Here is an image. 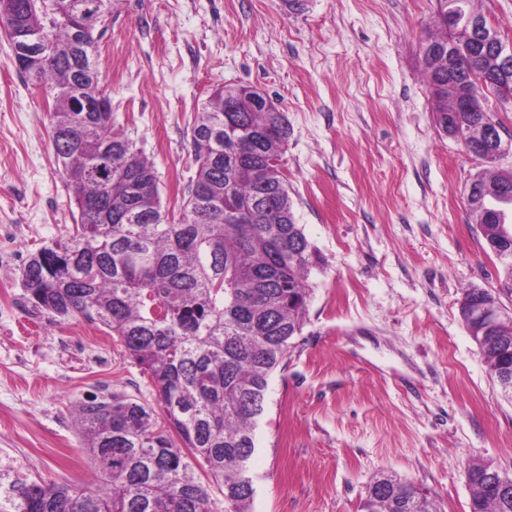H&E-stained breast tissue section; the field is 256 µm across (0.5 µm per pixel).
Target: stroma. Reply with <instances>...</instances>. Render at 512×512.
<instances>
[{"label":"stroma","instance_id":"stroma-1","mask_svg":"<svg viewBox=\"0 0 512 512\" xmlns=\"http://www.w3.org/2000/svg\"><path fill=\"white\" fill-rule=\"evenodd\" d=\"M117 0L96 60L116 129L154 163L162 208L195 175L190 127L225 85L285 112L293 211L318 259L307 324L269 381L250 461L254 512H358L385 472L469 512L464 470L512 477V402L459 315L497 289L467 202L483 164L436 123L422 46L435 0ZM42 90L0 28V227L19 258L74 222ZM0 269V454L48 483L95 486L73 412L86 397L152 401L102 326L55 319Z\"/></svg>","mask_w":512,"mask_h":512}]
</instances>
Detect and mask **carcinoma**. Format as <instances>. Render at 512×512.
<instances>
[{
    "label": "carcinoma",
    "instance_id": "carcinoma-1",
    "mask_svg": "<svg viewBox=\"0 0 512 512\" xmlns=\"http://www.w3.org/2000/svg\"><path fill=\"white\" fill-rule=\"evenodd\" d=\"M116 0H0V25L16 43L40 41L45 59L22 75L51 96L50 140L78 224L29 255L20 280L32 308L57 318L99 322L154 387V403L114 394L75 407L83 448L101 475L95 488L47 483L0 458V512H252L256 490L249 463L270 377L288 368L308 312L307 279L315 251L296 223L282 173L290 129L282 112H225L224 89L195 115L191 145L195 179L180 217L162 210L157 172L136 143L97 112L108 99L96 79H81L95 60ZM483 89L512 94V65L487 50ZM438 121L477 141L498 124L488 112H458L436 101ZM274 186L276 202L256 209L248 224L232 217L239 205ZM471 186L484 192L482 210L502 215L501 234L481 224L485 249L502 259L501 291L512 296V171L486 170ZM500 296L467 290L460 317ZM499 352L478 344L493 376L512 378V326ZM202 460L221 497L195 476ZM489 462H473L470 512H512V487L491 486ZM360 512H440L415 486L381 472L366 488Z\"/></svg>",
    "mask_w": 512,
    "mask_h": 512
}]
</instances>
